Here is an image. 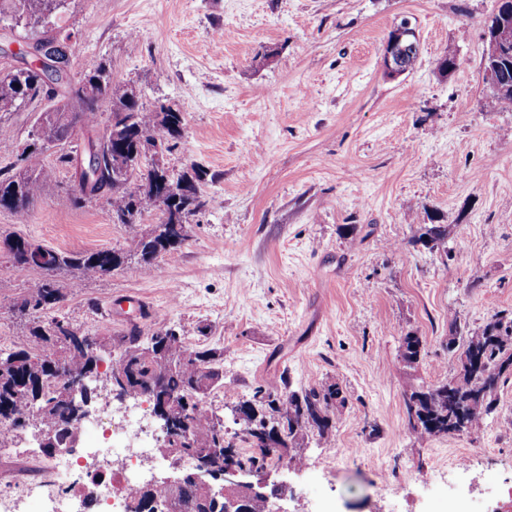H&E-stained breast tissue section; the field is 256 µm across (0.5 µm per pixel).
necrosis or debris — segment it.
<instances>
[{
  "mask_svg": "<svg viewBox=\"0 0 512 512\" xmlns=\"http://www.w3.org/2000/svg\"><path fill=\"white\" fill-rule=\"evenodd\" d=\"M78 432L100 434V443L52 453L44 478L27 487L0 486V512H21L24 502L45 498L49 512H74L75 506L98 512H124L129 492L138 481L136 465L152 449L140 437L134 415L105 412L94 422L80 421Z\"/></svg>",
  "mask_w": 512,
  "mask_h": 512,
  "instance_id": "necrosis-or-debris-1",
  "label": "necrosis or debris"
}]
</instances>
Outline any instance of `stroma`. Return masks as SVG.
Here are the masks:
<instances>
[{
  "instance_id": "obj_1",
  "label": "stroma",
  "mask_w": 512,
  "mask_h": 512,
  "mask_svg": "<svg viewBox=\"0 0 512 512\" xmlns=\"http://www.w3.org/2000/svg\"><path fill=\"white\" fill-rule=\"evenodd\" d=\"M495 0H65L27 30L0 16V70L30 64L19 49L69 32L73 73L106 63L117 85L142 91L147 109L175 105L183 137L165 162L196 165L209 205L189 219L178 251L151 271L129 262L83 280L59 274L71 325L106 337L107 375L131 327L173 330L223 354L224 385L206 405L238 432L229 408L287 377L293 388L339 385L346 404L329 442L307 433L302 465L268 468L288 482L283 512H371L383 493L400 512H442L465 492L485 512H505L512 483V378L485 423L419 438L408 429L406 390L451 380L449 314L477 330L512 316V105L484 108L482 25ZM409 19L417 67L381 71L387 35ZM458 67L436 61L448 45ZM0 112V171L22 169L44 109ZM57 152L53 177L18 220L0 209V234L62 252L119 248L156 216L120 224L104 200L74 204L72 172ZM441 217L448 252L413 244L416 225ZM44 272L0 255V348L26 343L16 308ZM415 333L424 356L405 367L400 338Z\"/></svg>"
}]
</instances>
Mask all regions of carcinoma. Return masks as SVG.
Masks as SVG:
<instances>
[{
    "mask_svg": "<svg viewBox=\"0 0 512 512\" xmlns=\"http://www.w3.org/2000/svg\"><path fill=\"white\" fill-rule=\"evenodd\" d=\"M27 2V27L45 22L63 6V0ZM61 62L65 68L51 74L29 67L0 71V112L24 107L40 97H56L63 105L53 111L66 116L64 123L49 115L39 117L32 132L39 146L27 154L23 170L13 175L0 174V208L11 211L20 221L27 218L52 176V170L42 163L43 151L56 146L65 136V124L89 130L98 123V103L83 96L84 90L90 89L98 91L100 100L111 99V117L120 132V141L101 143L97 157L99 175L78 173L74 203L80 205L104 197L112 217L122 224H135L153 213L165 215L176 195L180 196L182 209L176 218L159 220L154 234L130 237L118 249L65 253L22 237L5 236L0 238V252L17 267L46 264L56 272L77 270L84 279L107 274L121 266V260L129 258L137 259L148 272L159 256L183 244L187 239L183 229L189 217L207 205L201 192L205 171L193 166L171 175L170 185L176 188L173 195L157 184L153 170L114 167L112 160L124 151L129 153L148 145L171 149V144L183 137L184 116L163 104L146 110L140 102L141 92L132 84L112 86V74L102 63L74 81L69 76L70 53L61 54ZM494 77L504 92L488 91L484 106L489 112L512 105V52L503 50ZM102 78L105 85L99 87L97 83ZM413 241L431 252H445L448 225L438 220L419 224ZM65 297L64 289L56 287L50 291L40 283L18 309L22 313L30 308L55 311ZM90 337L92 334L71 326L63 317L53 316L45 326L37 322L30 326L25 346L8 352L0 349V443L29 424L52 432L61 440L75 433L78 416L60 401L50 377L58 365L73 376H97L101 351L83 346V341ZM461 340L460 355L467 362L459 363L457 376L439 385L414 388L404 397L410 430L421 438L479 428L491 412L492 400L483 397V392L512 375V370L504 369L507 364L512 366V317L497 313L479 331L468 333ZM400 341L401 360L409 367L418 365L424 353L422 338L408 332ZM119 346L124 364L112 367V375L122 377L128 391L148 396L155 410L163 408V395L190 399V404H181L176 410V414L188 420L189 433L175 439L166 451L206 457L219 471L228 459L240 466L262 469L272 455L302 464V457L288 455L289 445L308 429L316 431L320 441L328 442L337 411L345 406V396L337 385L323 390H294L284 377L278 384L257 388L251 399L240 402L237 423L242 435L228 439L223 422L202 403L193 401L201 391L209 394L224 386L223 353L193 349L184 337L172 333L163 345L171 367L162 371L157 367L156 351L146 349L137 327L119 340ZM240 442L252 448L250 454L240 451ZM162 499L169 502L172 512H224L223 504L209 499L189 478L176 492L141 484L132 491L130 503L141 505Z\"/></svg>",
    "mask_w": 512,
    "mask_h": 512,
    "instance_id": "obj_1",
    "label": "carcinoma"
}]
</instances>
